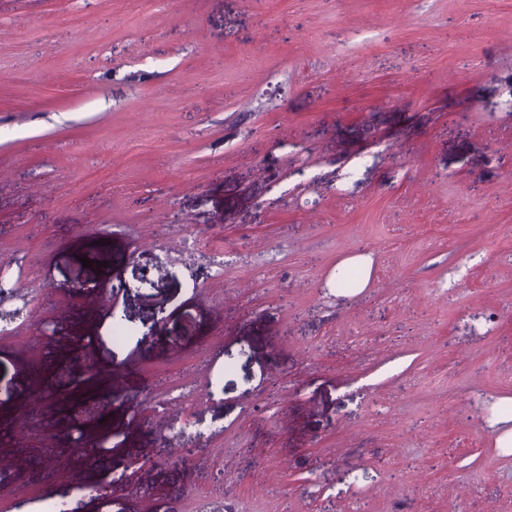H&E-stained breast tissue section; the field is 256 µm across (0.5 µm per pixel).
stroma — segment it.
Returning <instances> with one entry per match:
<instances>
[{"mask_svg": "<svg viewBox=\"0 0 512 512\" xmlns=\"http://www.w3.org/2000/svg\"><path fill=\"white\" fill-rule=\"evenodd\" d=\"M503 224L512 0H0V512H512ZM202 422V418H199L194 414H190L184 429L187 427H197V431L195 434L188 435L183 429L176 437V439L182 442V446L185 447L186 453L190 456L203 450V448H201L203 446L201 441L204 438V433L200 430Z\"/></svg>", "mask_w": 512, "mask_h": 512, "instance_id": "obj_1", "label": "stroma"}]
</instances>
